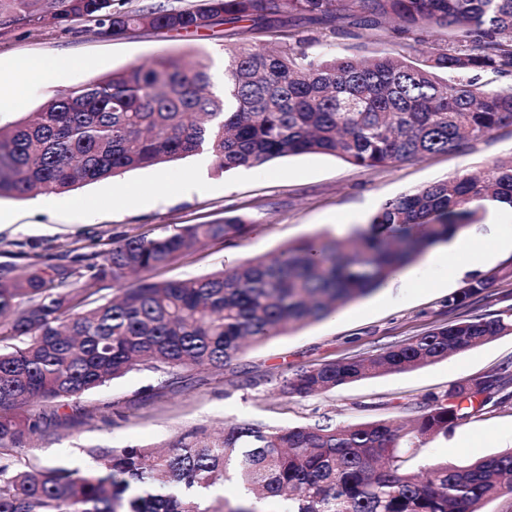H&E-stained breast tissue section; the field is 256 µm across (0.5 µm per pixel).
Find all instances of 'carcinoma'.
Segmentation results:
<instances>
[{"label":"carcinoma","mask_w":512,"mask_h":512,"mask_svg":"<svg viewBox=\"0 0 512 512\" xmlns=\"http://www.w3.org/2000/svg\"><path fill=\"white\" fill-rule=\"evenodd\" d=\"M116 0H0V25L32 32L50 20L118 36L148 27L198 32L249 23L252 30L336 24L340 35L386 23L443 26L455 47L411 60L311 57L239 44L225 49L224 87L211 63L165 54L59 91L37 112L0 125V198L52 197L135 169L207 154L213 169L260 168L327 154L375 169L460 147L512 126V84H477L474 72L512 74V0H195L181 9L124 10ZM512 208V154L477 173L385 202L368 230L293 242L277 256L235 262L196 279L147 273L198 245L231 243L239 216L112 240L70 264L50 259L19 275L0 268V512H256L283 498L288 512H483L512 490V448L468 465L417 463V450L448 428L512 397V362L453 384L417 407L415 426L388 420L268 427L231 422L219 439L183 437L168 451L97 448L84 472L17 463L42 431L36 401L68 402L139 366L166 372L222 368L243 342L264 344L365 297L431 248L480 222L486 205ZM131 273L137 282L125 285ZM500 268L448 296L459 308ZM92 285L115 295L93 297ZM512 335V304L480 319L439 324L366 356L296 371L286 397H306L406 372ZM235 472L247 497L206 504Z\"/></svg>","instance_id":"1"}]
</instances>
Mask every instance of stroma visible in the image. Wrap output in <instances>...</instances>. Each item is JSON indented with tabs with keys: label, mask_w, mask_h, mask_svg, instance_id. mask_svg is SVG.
<instances>
[{
	"label": "stroma",
	"mask_w": 512,
	"mask_h": 512,
	"mask_svg": "<svg viewBox=\"0 0 512 512\" xmlns=\"http://www.w3.org/2000/svg\"><path fill=\"white\" fill-rule=\"evenodd\" d=\"M301 37V51L311 56L398 52L418 58L449 43L447 30L435 26L402 36L384 27L355 36L318 28L302 32ZM226 42L220 25L191 34L144 29L106 37L48 26L28 34L0 35V79L8 82L16 80L13 64L22 57L85 61L83 67L63 71L49 81L26 84L22 103L0 112V124L38 111L60 90L150 62L164 52L188 59L207 57L212 73H222ZM510 154L512 126L457 149L376 169L356 167L332 155L301 154L274 159L261 168L218 174L200 168L197 158L189 157L81 186L41 207L30 198H1L0 210L11 212L14 221L0 223V265L22 267L47 257L66 264L78 254L103 252L115 238L241 217L246 228L232 244H206L152 273L156 280L194 279L233 260L275 254L292 242L344 235L349 225L369 224L388 199L478 172ZM76 198L93 200V208L73 207ZM463 285V279L449 277L444 270L427 271L422 283L407 288L394 277L325 320L247 348L223 368L175 373L140 368L68 405L38 404V411L65 417L66 422L34 436L20 461L86 470L95 464L89 449L169 448L184 436L220 435L229 421L270 427L312 424L327 417L338 422H409L425 396L512 361V335L429 366L381 373L306 398L284 396L281 381L299 368L365 356L437 324L482 318L512 304L511 278L498 281L487 296L467 307L449 310V294ZM510 447L512 401L450 429L419 448L418 458L464 464Z\"/></svg>",
	"instance_id": "35a3bbf8"
}]
</instances>
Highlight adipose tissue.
Segmentation results:
<instances>
[{
  "label": "adipose tissue",
  "instance_id": "adipose-tissue-1",
  "mask_svg": "<svg viewBox=\"0 0 512 512\" xmlns=\"http://www.w3.org/2000/svg\"><path fill=\"white\" fill-rule=\"evenodd\" d=\"M492 249L499 252L512 251L511 224L491 225L489 234L481 239H458L454 242L450 254L430 256L427 264L457 277L479 268L486 253Z\"/></svg>",
  "mask_w": 512,
  "mask_h": 512
}]
</instances>
